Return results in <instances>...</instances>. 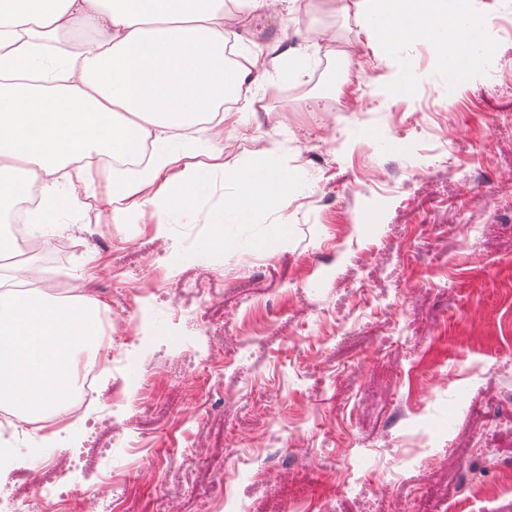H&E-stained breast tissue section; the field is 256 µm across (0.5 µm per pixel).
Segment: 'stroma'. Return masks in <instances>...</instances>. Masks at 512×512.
<instances>
[{
    "label": "stroma",
    "instance_id": "35a3bbf8",
    "mask_svg": "<svg viewBox=\"0 0 512 512\" xmlns=\"http://www.w3.org/2000/svg\"><path fill=\"white\" fill-rule=\"evenodd\" d=\"M231 18L265 73L254 103L227 108L221 158L172 165L173 183L206 168L194 205L167 219L148 204L113 226L96 205L60 210L62 232L29 257L124 315L129 343L102 391L154 383L150 408L114 412L136 449L121 499L97 512H224L228 495L242 512L299 499L309 512H453L466 465L490 484L512 461V87L493 91L481 70L449 84L444 49L387 46L360 0ZM351 64L367 75L351 110L318 111ZM439 99L454 108L447 129L408 126ZM271 148L288 199L247 201L210 248L235 175ZM207 278L218 293L202 307L188 286ZM192 343L211 348L207 367L188 368ZM54 437L52 450L31 432L14 445L76 456L94 429L62 422ZM416 442L428 466L381 477L375 449L392 461ZM475 448L487 454L474 462ZM340 464L354 473L345 489Z\"/></svg>",
    "mask_w": 512,
    "mask_h": 512
}]
</instances>
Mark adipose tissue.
<instances>
[{"label": "adipose tissue", "mask_w": 512, "mask_h": 512, "mask_svg": "<svg viewBox=\"0 0 512 512\" xmlns=\"http://www.w3.org/2000/svg\"><path fill=\"white\" fill-rule=\"evenodd\" d=\"M368 14L394 45L428 41L469 52L478 32L457 0H367ZM92 30L86 46L68 34ZM224 0H0V205L38 198L34 227L56 210H80L96 196L89 172L109 157L112 192L98 198L114 223L128 207L151 203L170 213L190 204L201 172L144 200L179 156L221 157L211 139L186 129L240 97L262 76L257 55L225 63ZM249 196L282 201L290 180L277 162L245 179ZM102 302L79 293L67 301L37 290L0 289V406L38 422L58 416L78 384L77 357L101 345Z\"/></svg>", "instance_id": "1"}]
</instances>
